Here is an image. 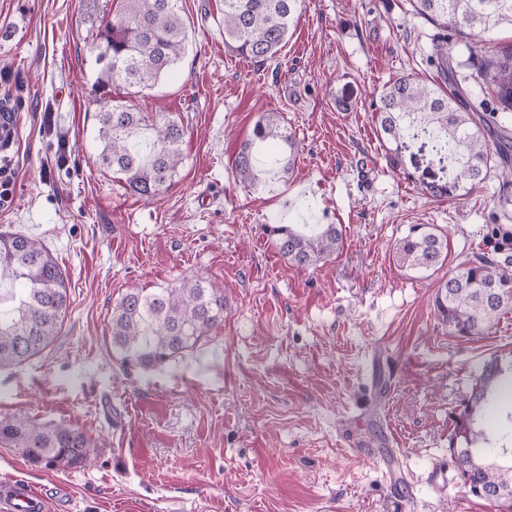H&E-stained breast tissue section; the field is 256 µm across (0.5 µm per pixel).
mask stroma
I'll use <instances>...</instances> for the list:
<instances>
[{
    "label": "stroma",
    "mask_w": 512,
    "mask_h": 512,
    "mask_svg": "<svg viewBox=\"0 0 512 512\" xmlns=\"http://www.w3.org/2000/svg\"><path fill=\"white\" fill-rule=\"evenodd\" d=\"M120 0H0V98L16 114L0 143V231L41 242L69 284L59 335L0 369V415L68 424L97 441L90 466L46 470L0 447V479L60 488L72 512H500L462 486L449 438L491 357L512 353V309L464 337L433 299L480 253L512 273V220L493 176L462 200L419 193L424 168L386 160L384 87L438 81L437 29L411 0H305L271 61L224 45L222 0H182L188 50L176 77L127 100L184 128L173 186L127 192L100 151L88 38ZM297 141L287 177L240 184L232 160L265 114ZM270 224H338L344 244L297 267ZM448 240L436 270L393 251L410 225ZM198 279L224 293V321L163 366L121 363L112 309L136 288ZM386 387L370 400L372 384ZM414 484L394 498L385 462ZM447 466L448 482L432 480Z\"/></svg>",
    "instance_id": "obj_1"
}]
</instances>
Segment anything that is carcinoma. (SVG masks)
<instances>
[{
	"mask_svg": "<svg viewBox=\"0 0 512 512\" xmlns=\"http://www.w3.org/2000/svg\"><path fill=\"white\" fill-rule=\"evenodd\" d=\"M304 0H224V45L256 62L272 59L286 42L302 13ZM118 14L92 34L97 66L95 92L99 166L119 175L134 195L151 197L169 188L182 157L184 129L173 120L149 119L125 101L112 97V86L148 89L175 73L187 46L180 0H121ZM417 15L447 37L434 44L429 62L448 79V90L434 89L412 78H399L380 98V132L389 144V161L402 164L407 141L427 139L447 162L448 178L422 184L435 198L463 197L483 183L494 167L512 152V137L500 135L498 159L487 149L479 113L496 101L512 111V48L477 54L453 51L448 38L478 37L503 26L512 27V0H414ZM473 70L491 92V99L471 95L466 84ZM283 145L288 154L277 162L291 169L295 139L281 117L270 113L256 123L253 137L236 153L234 169L240 183L259 180L257 156L262 144ZM512 170L502 175L499 205L509 217ZM279 253L298 267H309L340 250L342 229L323 224L311 235L291 224L267 226ZM448 243L428 224L410 225L395 244V257L405 267L431 270L443 265ZM70 305L66 277L39 241L18 232H0V368L17 365L42 353L58 336ZM439 318L462 336H482L499 315L512 309V274L496 261L477 254L437 289ZM224 321V294L199 280L174 288L134 289L112 310V348L122 363L149 369L181 357L199 346ZM509 405L512 423V359L493 357L467 400L450 450L468 492L512 512V463L503 466L476 447L488 438L478 422L493 408ZM0 444L17 448L34 465L47 470L85 467L92 462L94 443L84 431L66 424L43 426L17 415L0 416Z\"/></svg>",
	"mask_w": 512,
	"mask_h": 512,
	"instance_id": "carcinoma-1",
	"label": "carcinoma"
}]
</instances>
